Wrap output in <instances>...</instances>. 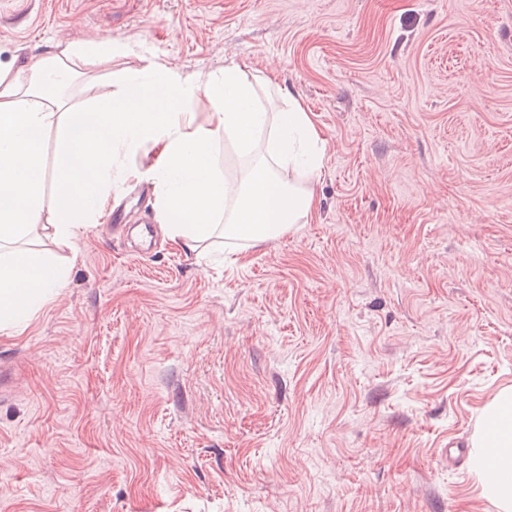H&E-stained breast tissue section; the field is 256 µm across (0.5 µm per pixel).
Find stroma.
<instances>
[{"label":"stroma","mask_w":512,"mask_h":512,"mask_svg":"<svg viewBox=\"0 0 512 512\" xmlns=\"http://www.w3.org/2000/svg\"><path fill=\"white\" fill-rule=\"evenodd\" d=\"M236 63L324 140L318 213L203 256L150 180L35 253L69 282L0 331V512H496L468 457L512 386V0H0V68Z\"/></svg>","instance_id":"obj_1"}]
</instances>
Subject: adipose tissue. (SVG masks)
<instances>
[{"mask_svg":"<svg viewBox=\"0 0 512 512\" xmlns=\"http://www.w3.org/2000/svg\"><path fill=\"white\" fill-rule=\"evenodd\" d=\"M111 40L75 37L62 55L17 71L0 69V331L17 329L68 283V269L20 246L31 232L74 241L107 214L112 188L144 178L160 192L168 239L195 250L215 234L250 247L312 222L317 200L294 185L291 171L322 169L324 139L290 89L288 107L259 106L253 83L239 66L189 81L151 62L127 71L120 87L102 94L81 79L73 61L111 62ZM77 86V95L66 92ZM57 132L53 169L44 165L46 134ZM249 155L264 154L237 192L215 159L220 140ZM141 153L140 166L123 165ZM53 180L51 205L43 203ZM471 470L483 498L512 512V387L484 407L473 436Z\"/></svg>","mask_w":512,"mask_h":512,"instance_id":"adipose-tissue-1","label":"adipose tissue"}]
</instances>
